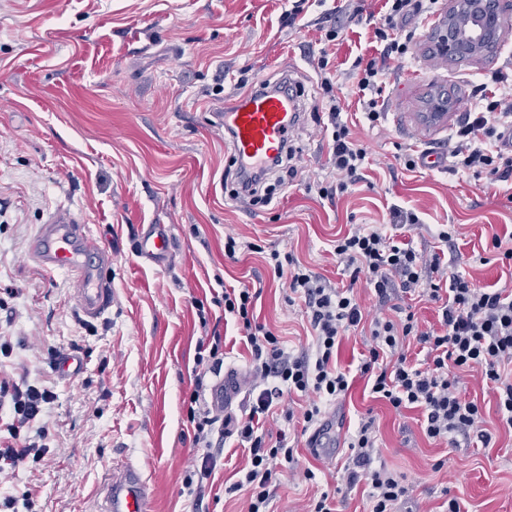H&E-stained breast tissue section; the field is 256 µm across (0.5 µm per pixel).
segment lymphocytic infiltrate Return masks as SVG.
<instances>
[{
    "label": "lymphocytic infiltrate",
    "mask_w": 512,
    "mask_h": 512,
    "mask_svg": "<svg viewBox=\"0 0 512 512\" xmlns=\"http://www.w3.org/2000/svg\"><path fill=\"white\" fill-rule=\"evenodd\" d=\"M386 12L374 37L380 45L378 56L367 59L357 80L359 102L370 122L382 115L378 79L387 64L404 62L417 45L414 22L428 19L440 10L439 0H384ZM329 60L320 57L321 87L329 99L328 120L333 128L329 162L339 175L336 187L319 186V195L332 197L346 190L348 182L361 179L367 153L350 137L341 109L333 98ZM448 157L454 172L502 180L512 172V83L497 79L495 87L480 84L472 90V103L462 122L451 129L447 139ZM300 149L288 143L256 171L225 170L233 198L268 203L271 193L261 187L274 172L296 179L295 164ZM337 261L348 277L347 285L336 287L301 265L292 255L270 251L267 263L274 277L285 280L287 295L304 302L315 339L310 352L296 355L285 351L278 336L256 314L260 289L243 287L224 290L218 298L225 315L232 317L250 347L254 380L249 411L237 419L224 420L200 401L208 374L219 373L224 364V342L220 335L199 345L195 358L194 388L184 405L192 429V444L201 449L202 461L186 486L210 478L215 463L210 453L214 439L231 435L249 451L247 465L228 493L246 492L247 512H267L280 486L279 462L293 463L294 450L285 436L267 440L260 431L263 418L284 391L314 392L318 399L303 409L304 429L309 444H316L324 432L325 407L343 401L351 388L348 372L338 369L336 354L349 330L367 325L370 340L359 365L360 374L371 391L395 411L421 409L429 438L444 439L453 434L476 439L489 447L492 436L484 427L482 406L462 397L458 371L480 370L487 389L496 396L505 425L512 428V289L484 288L462 273L450 269L441 254H419L408 242L396 240L380 224H356L337 239ZM374 291L379 306L404 293L428 298L438 305V326L426 329L412 308L401 316L377 315L366 319L357 300V287ZM426 348L425 359L414 358L409 342ZM0 398L10 400L11 422L0 425V478L13 477L28 461H41L49 452L44 428L35 421L55 399L46 387L20 385L0 376ZM351 451L344 470L348 486L366 484L370 512H398L409 488L403 475L375 464L376 426L373 417L361 418L350 436Z\"/></svg>",
    "instance_id": "lymphocytic-infiltrate-1"
}]
</instances>
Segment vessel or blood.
I'll use <instances>...</instances> for the list:
<instances>
[{
	"label": "vessel or blood",
	"instance_id": "vessel-or-blood-1",
	"mask_svg": "<svg viewBox=\"0 0 512 512\" xmlns=\"http://www.w3.org/2000/svg\"><path fill=\"white\" fill-rule=\"evenodd\" d=\"M300 117L297 96L283 86L275 92L246 93L225 102L219 120L233 135L238 162L251 167L278 152ZM171 247V238L162 229L150 231L140 240V251L148 257L165 256ZM29 253L41 266L70 277L78 309L84 316L100 318L114 305L116 292L111 283L87 260L91 253L106 256L107 247L70 214L57 213L50 223L42 225L29 244ZM241 389L240 374L225 370L212 401L216 407L231 410ZM103 492L100 512H153V492L141 469L116 465Z\"/></svg>",
	"mask_w": 512,
	"mask_h": 512
}]
</instances>
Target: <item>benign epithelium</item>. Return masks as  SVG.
<instances>
[{
    "instance_id": "benign-epithelium-1",
    "label": "benign epithelium",
    "mask_w": 512,
    "mask_h": 512,
    "mask_svg": "<svg viewBox=\"0 0 512 512\" xmlns=\"http://www.w3.org/2000/svg\"><path fill=\"white\" fill-rule=\"evenodd\" d=\"M512 23L506 10L494 0H451L442 19L436 50L450 57H472L483 51L484 44L500 36Z\"/></svg>"
}]
</instances>
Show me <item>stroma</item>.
I'll return each instance as SVG.
<instances>
[{
    "instance_id": "1",
    "label": "stroma",
    "mask_w": 512,
    "mask_h": 512,
    "mask_svg": "<svg viewBox=\"0 0 512 512\" xmlns=\"http://www.w3.org/2000/svg\"><path fill=\"white\" fill-rule=\"evenodd\" d=\"M347 18L341 40L325 47L323 5L312 4L303 26L283 17L292 0H0V334L13 350L0 370L20 384L56 394L38 423L51 456L0 483V501L35 492L41 512H98L112 465L144 466L155 512H245L243 496L225 493L247 462L227 439L214 482L184 485L201 464L192 446L183 400L193 388L200 342L224 338V363L250 370L235 323L213 304L222 287L254 286L260 322L290 352L308 350L303 302L287 305L286 284L262 253H292L331 285L344 275L334 241L353 224L389 223L392 209L414 213L404 239L430 254L438 225H455L457 268L482 286L501 287L512 270L489 260L491 233L512 234V177L490 182L445 167L406 170L398 145L445 138L468 107L472 83L512 80V28L502 51L463 61L426 55L436 31L417 24L421 54L390 64L382 77L384 114L370 123L355 92L358 59L377 54L369 20L382 0H336ZM329 52L352 137L368 153L362 178L333 199L304 187L276 188L270 204L241 205L221 189L233 152L216 118L242 91L238 79L277 83L291 78L305 112L293 136L307 169L329 162L330 132L311 117L324 92L315 72ZM452 98L448 117L422 115L432 95ZM60 209L102 236L112 252L102 273L117 301L101 318H84L74 284L27 253L41 224ZM167 225L173 248L160 263L141 257V233ZM244 248L224 256V238ZM261 252L247 250V243ZM77 343L80 375L52 371V350ZM366 338L344 336L337 364L355 374ZM463 397L483 407L489 448L463 436L427 438L421 412H395L356 376L342 404L327 410L334 447L315 457L300 424L266 419L295 446V472L284 474L270 512H306L313 498L334 494L339 512H367L361 490L348 489L347 442L365 414L379 427L377 458L403 474L410 488L403 512H512V429L476 371L460 374ZM441 470H434L436 460ZM315 469V481L302 477Z\"/></svg>"
}]
</instances>
